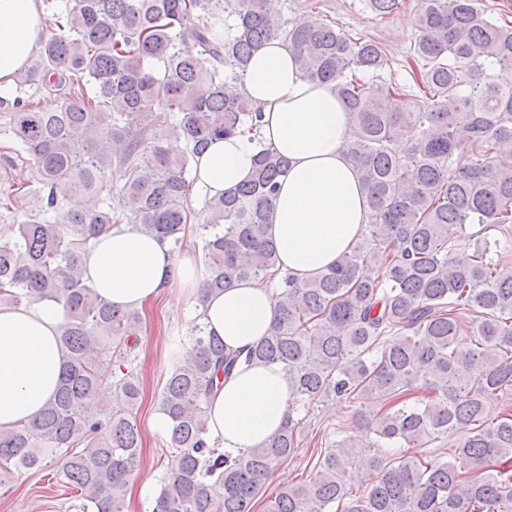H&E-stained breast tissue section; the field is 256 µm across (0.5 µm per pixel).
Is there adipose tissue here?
<instances>
[{
    "instance_id": "ef3b65f1",
    "label": "adipose tissue",
    "mask_w": 512,
    "mask_h": 512,
    "mask_svg": "<svg viewBox=\"0 0 512 512\" xmlns=\"http://www.w3.org/2000/svg\"><path fill=\"white\" fill-rule=\"evenodd\" d=\"M42 13V0H0V91L15 84L37 50ZM245 91L263 112L260 139L234 134L213 141L196 164L193 192L205 201L233 189L249 177L261 148L287 157L291 168L267 234L281 273L311 279L351 250L367 222L365 195L344 153L356 129L333 90L302 80L279 43L254 53ZM83 271L120 308L174 297V313L201 312L206 333L234 352L258 345L276 317L275 283L238 282L200 299L204 266L128 224L90 240ZM65 319V310L48 301L0 306V429L28 422L54 397L68 362L59 341ZM290 403L279 367L239 365L208 399L209 435L225 451H248L284 427Z\"/></svg>"
}]
</instances>
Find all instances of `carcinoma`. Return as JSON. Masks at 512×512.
Returning a JSON list of instances; mask_svg holds the SVG:
<instances>
[{
    "instance_id": "obj_1",
    "label": "carcinoma",
    "mask_w": 512,
    "mask_h": 512,
    "mask_svg": "<svg viewBox=\"0 0 512 512\" xmlns=\"http://www.w3.org/2000/svg\"><path fill=\"white\" fill-rule=\"evenodd\" d=\"M279 2L44 0L50 35L19 89L77 94L50 112L0 96L10 149L32 157L38 184L0 201L21 217L0 236V305L62 306L69 360L42 411L0 430V488L10 471L51 456L83 512H122L141 461L131 367L141 314L83 279L86 243L133 224L182 248L193 160L218 137L258 133L262 112L241 87L255 51L280 41L300 77L330 85L359 129L344 152L368 224L333 267L281 277L274 325L247 362L280 367L293 417L262 446L233 455L211 444L207 399L239 355L195 326L162 390L176 459L153 512H253L273 468L299 447L298 411L325 398L360 403L364 434L336 433L314 475L281 486L266 512H512V236L491 234L512 226V154L500 151L512 141V20L481 0H421L410 81L399 83L386 78L381 43L290 19ZM169 124L174 140L151 133ZM289 167L264 148L246 181L206 201L204 293L277 274L267 224ZM76 192L101 207L65 208ZM107 385L105 419L95 406ZM444 434L457 436L447 460L357 452ZM348 470L372 478L355 491Z\"/></svg>"
}]
</instances>
